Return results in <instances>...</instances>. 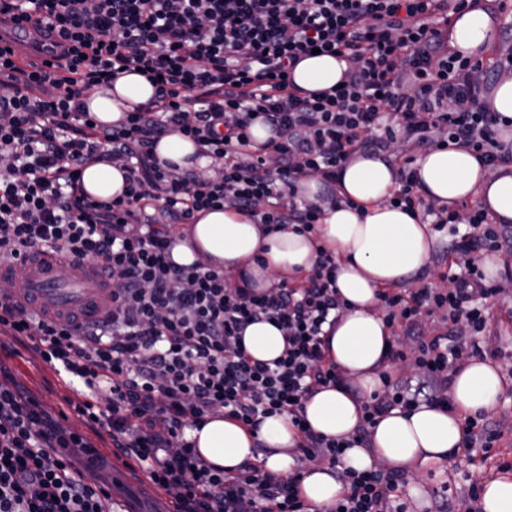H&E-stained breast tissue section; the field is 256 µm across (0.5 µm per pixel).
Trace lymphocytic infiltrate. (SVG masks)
Returning <instances> with one entry per match:
<instances>
[{"label": "lymphocytic infiltrate", "mask_w": 512, "mask_h": 512, "mask_svg": "<svg viewBox=\"0 0 512 512\" xmlns=\"http://www.w3.org/2000/svg\"><path fill=\"white\" fill-rule=\"evenodd\" d=\"M477 0H0V17L38 18L65 42L51 64L21 67L0 49V260L39 252L95 261L112 290L107 319L60 321L21 309L0 288V334L32 348L55 372L80 379L76 408L91 430L106 429L115 454L168 496L173 512H305L295 480L253 463L213 469L185 443L182 428L221 412L244 426L288 413L307 462L339 466L348 489L333 512H404L402 474L353 471L340 462L381 416L420 405L447 406L448 367L479 354L484 302L495 293L474 258L492 246L512 252V233L480 207L468 212L425 200L407 143L476 152L488 170L512 164V140L485 93L499 66L448 48L456 15ZM348 64L342 87L301 94L291 73L311 56ZM141 71L153 98L105 125L84 102L121 71ZM262 119L271 136L253 141ZM176 132L209 158L210 173L160 161L158 141ZM359 152L389 154L404 210L444 228L465 224L448 248L449 287L384 290L385 320L416 344H392L389 364L411 360L413 378L387 384L363 408L355 441L312 432L303 402L341 378L324 349L322 326L344 303L336 261L319 251L299 283L258 293L248 282L171 249L195 212L232 205L272 231L310 234L320 203L298 198L315 178L335 188ZM118 165L125 190L109 202L85 194L91 163ZM439 323L426 327L425 317ZM276 324L285 349L254 360L246 328ZM90 454L87 433L47 414L0 366V512H112L108 487L89 482L65 451Z\"/></svg>", "instance_id": "f902f5d3"}]
</instances>
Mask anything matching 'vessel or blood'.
<instances>
[{
	"label": "vessel or blood",
	"instance_id": "vessel-or-blood-1",
	"mask_svg": "<svg viewBox=\"0 0 512 512\" xmlns=\"http://www.w3.org/2000/svg\"><path fill=\"white\" fill-rule=\"evenodd\" d=\"M59 43L56 32L43 24L0 25V44L11 47L15 59L23 65L51 59L52 50ZM59 269L58 262L46 255L36 263L28 264L29 308L52 316L64 317L73 313L92 319L111 312L109 291L100 284L96 263L87 262L70 269L64 278L59 276ZM122 503L125 512H171L168 500L145 486L139 493L124 494Z\"/></svg>",
	"mask_w": 512,
	"mask_h": 512
}]
</instances>
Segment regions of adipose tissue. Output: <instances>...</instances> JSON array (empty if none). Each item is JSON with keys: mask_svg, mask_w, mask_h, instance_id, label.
Returning <instances> with one entry per match:
<instances>
[{"mask_svg": "<svg viewBox=\"0 0 512 512\" xmlns=\"http://www.w3.org/2000/svg\"><path fill=\"white\" fill-rule=\"evenodd\" d=\"M496 39L490 15L475 8L455 18L448 29V47L482 58ZM348 64L328 55L309 57L293 71L297 86L327 90L343 79ZM154 89L137 73H126L112 87L97 90L88 107L99 121L113 124L130 106L148 102ZM419 190L425 199L455 204L477 198L497 223H512V167L488 171L472 151L451 146L422 154L414 163ZM396 167L384 155L359 154L345 167L337 193L344 205L326 209L317 239L291 230L263 235L253 219L227 205L199 212L185 237L177 239L172 259L179 265L201 263L232 279L248 277L253 288L267 290L281 277L311 272L317 248L336 259V287L347 304L335 324L325 328L328 359L348 380L347 388L322 386L303 404L311 429L326 438L352 436L361 418V404L383 387L384 356L393 342L391 329L378 312L379 294L425 266L432 236L414 214L391 206L398 189ZM83 187L99 201L121 194L124 175L118 166L89 164ZM249 355L270 362L284 350L281 331L262 321L244 332ZM507 387L488 360H472L452 374L449 407L419 406L393 410L377 423L368 447L348 449L345 468L412 471L446 466L460 454L468 417L494 410ZM209 464L228 469L263 462L270 474L299 476V496L314 512H330L346 494L344 483L326 464L298 465L292 454L300 441L288 414L265 418L258 430L216 414L201 426L183 430Z\"/></svg>", "mask_w": 512, "mask_h": 512, "instance_id": "1", "label": "adipose tissue"}]
</instances>
